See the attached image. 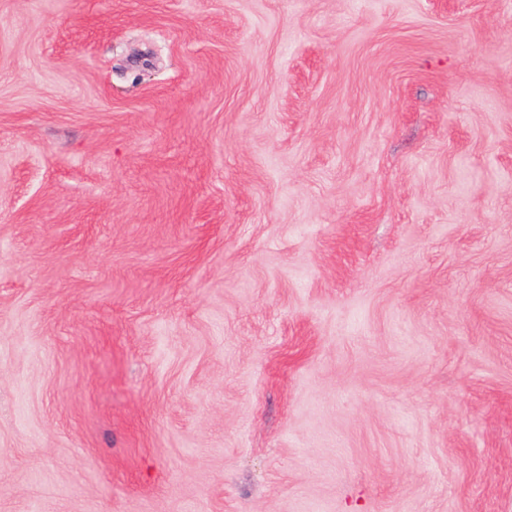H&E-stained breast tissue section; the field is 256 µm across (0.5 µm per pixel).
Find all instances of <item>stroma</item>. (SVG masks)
Segmentation results:
<instances>
[{"instance_id":"obj_1","label":"stroma","mask_w":512,"mask_h":512,"mask_svg":"<svg viewBox=\"0 0 512 512\" xmlns=\"http://www.w3.org/2000/svg\"><path fill=\"white\" fill-rule=\"evenodd\" d=\"M0 512H512V0H0Z\"/></svg>"}]
</instances>
